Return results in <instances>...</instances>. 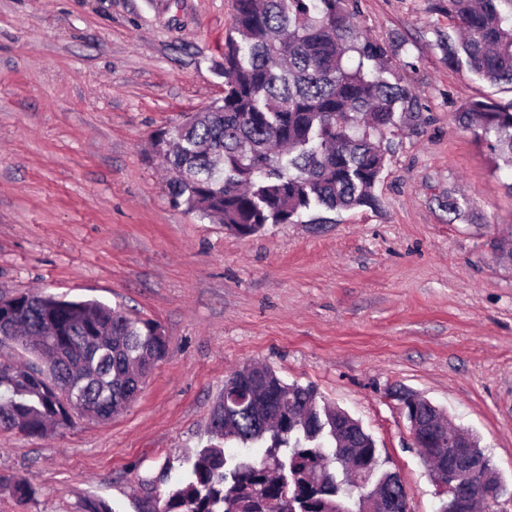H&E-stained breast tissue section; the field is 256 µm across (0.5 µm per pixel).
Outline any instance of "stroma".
Wrapping results in <instances>:
<instances>
[{
    "instance_id": "obj_1",
    "label": "stroma",
    "mask_w": 512,
    "mask_h": 512,
    "mask_svg": "<svg viewBox=\"0 0 512 512\" xmlns=\"http://www.w3.org/2000/svg\"><path fill=\"white\" fill-rule=\"evenodd\" d=\"M433 3L356 0L417 99L381 140L375 203L240 237L172 206L151 146L223 99L234 0H0V297L117 306L169 346L111 420L0 431V476L39 489L0 491V512H134L190 469L225 382L253 363L358 420L410 512H436L438 487L388 393L431 401L478 438L512 512V269L491 248L512 230V177L457 119L512 91L449 66ZM0 487L8 490L18 502H28L35 498L36 486L27 478L0 476Z\"/></svg>"
}]
</instances>
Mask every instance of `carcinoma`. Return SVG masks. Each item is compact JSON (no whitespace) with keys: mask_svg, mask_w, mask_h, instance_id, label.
Wrapping results in <instances>:
<instances>
[{"mask_svg":"<svg viewBox=\"0 0 512 512\" xmlns=\"http://www.w3.org/2000/svg\"><path fill=\"white\" fill-rule=\"evenodd\" d=\"M448 16L438 47L448 65L466 64L493 84L512 86V0H435ZM397 52L355 21L352 0H235L224 39V99L160 133L155 152L172 178L169 199L238 236L267 224H288L314 207L348 210L373 201L385 152L373 136L395 125L397 107L415 101L395 78ZM460 125L485 145L495 169L512 171V102L472 100ZM29 353L27 370H0V429L26 422L39 438L73 423L61 399L74 371L90 364L81 383L84 417L105 421L137 398L134 384L163 360L168 344L159 325L96 301L45 291L0 297V346ZM260 383L277 407L262 425L241 408L224 431V403L208 419L210 443L187 475L167 492L136 503V512H359L354 474L336 468L341 420L376 467L375 442L346 412L324 411L310 387L262 369ZM269 442L259 461L225 455ZM19 502L35 498L27 478L0 476Z\"/></svg>","mask_w":512,"mask_h":512,"instance_id":"obj_1","label":"carcinoma"}]
</instances>
